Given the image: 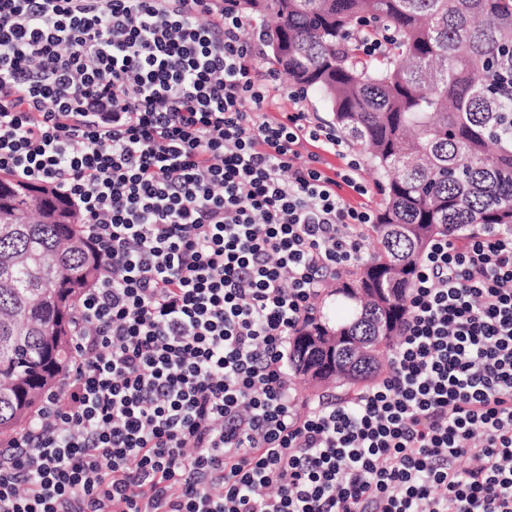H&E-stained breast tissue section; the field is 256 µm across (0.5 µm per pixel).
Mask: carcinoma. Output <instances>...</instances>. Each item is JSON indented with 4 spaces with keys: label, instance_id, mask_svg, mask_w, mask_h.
Here are the masks:
<instances>
[{
    "label": "carcinoma",
    "instance_id": "obj_1",
    "mask_svg": "<svg viewBox=\"0 0 512 512\" xmlns=\"http://www.w3.org/2000/svg\"><path fill=\"white\" fill-rule=\"evenodd\" d=\"M271 17L265 44L293 85L328 104L336 128L388 178L371 225L370 261L336 289L347 316L309 326L374 336L392 313V336L326 376L357 388L380 371L406 316L414 268L435 235L512 229V0H238ZM393 35L379 56L361 42ZM0 436L33 420L64 379L79 296L105 259L62 197L0 174ZM392 297L357 294L379 269Z\"/></svg>",
    "mask_w": 512,
    "mask_h": 512
}]
</instances>
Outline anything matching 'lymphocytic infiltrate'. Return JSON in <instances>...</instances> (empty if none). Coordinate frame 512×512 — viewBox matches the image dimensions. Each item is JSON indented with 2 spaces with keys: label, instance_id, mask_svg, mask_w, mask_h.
Instances as JSON below:
<instances>
[{
  "label": "lymphocytic infiltrate",
  "instance_id": "lymphocytic-infiltrate-1",
  "mask_svg": "<svg viewBox=\"0 0 512 512\" xmlns=\"http://www.w3.org/2000/svg\"><path fill=\"white\" fill-rule=\"evenodd\" d=\"M247 22L0 0V171L106 263L64 384L0 441V512H512V230L434 238L389 374L299 403L289 338L376 215L335 130L266 115Z\"/></svg>",
  "mask_w": 512,
  "mask_h": 512
}]
</instances>
